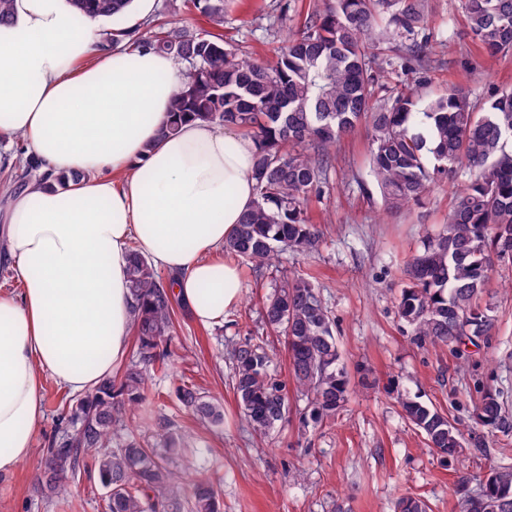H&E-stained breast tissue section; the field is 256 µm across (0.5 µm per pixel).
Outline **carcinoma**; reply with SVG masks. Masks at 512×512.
<instances>
[{
	"label": "carcinoma",
	"mask_w": 512,
	"mask_h": 512,
	"mask_svg": "<svg viewBox=\"0 0 512 512\" xmlns=\"http://www.w3.org/2000/svg\"><path fill=\"white\" fill-rule=\"evenodd\" d=\"M101 19L124 12L131 0H72ZM226 0H169L168 15L146 24L136 42L172 55L186 68V82L172 101L169 131L186 118L237 128L258 146L253 176L256 199L224 251L258 265L279 249L312 252L320 229L305 205L321 192L331 150L360 121L370 118L374 137L370 177L388 210L419 201L431 183L460 182L444 229L427 236L407 262L397 312L419 345H448L460 356L488 335L490 308L480 295L495 264L512 262V89L494 93L479 109L460 89L426 99L399 94L371 106L377 51L409 42L413 56H427L418 39L426 22L424 0H327L259 62L224 42ZM472 39L491 56L512 54V0H462ZM199 12L207 28L188 34L173 17ZM127 278L135 301L138 361L120 377L103 379L94 392L70 407L74 437L46 450L47 484L58 487L91 457L105 490L106 512H179L172 497L177 478L148 448L136 442L107 448L112 427L145 400L143 366L167 368L157 352L174 329L176 297L147 258L130 254ZM266 327L284 338L289 376L308 404L303 422L318 426L346 405L349 380L340 365L334 321L307 279L283 273L262 301ZM234 394L251 426L262 433L282 421L286 384L269 370L262 342L235 347ZM181 403L201 420L219 423L220 408L192 385L178 388ZM504 391H483L476 419L507 433L512 416ZM403 415L427 446L445 458L462 447L460 430L437 408L408 396ZM191 512H220L214 489L192 486ZM397 512H429L427 503L403 496ZM462 512H512V466L498 467L466 495Z\"/></svg>",
	"instance_id": "obj_1"
}]
</instances>
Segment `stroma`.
Segmentation results:
<instances>
[{
	"mask_svg": "<svg viewBox=\"0 0 512 512\" xmlns=\"http://www.w3.org/2000/svg\"><path fill=\"white\" fill-rule=\"evenodd\" d=\"M322 0H228L224 39L240 53L269 60L303 15ZM424 30L430 58L423 66L405 51L391 54L374 97L403 92L426 98L456 86L477 105L512 87V55L488 56L472 40L460 0H427ZM369 122L337 143L319 194L307 216L322 235L312 253L280 251L273 265L239 261L242 299L223 323L198 325L175 308L168 372L149 371L145 402L112 430V448L135 439L156 449L165 466L211 483L221 512H395L411 494L431 512H461L466 491L492 468L512 465V434L479 425L475 406L485 389L512 391V264L491 274L482 301L493 328L468 356L445 345H419L396 312L402 271L426 234L448 221L452 187L440 180L420 202L385 209L373 185L368 157ZM309 279L336 324L341 361L351 380L349 402L318 427H304L307 399L288 392V413L269 434L253 431L233 391L232 349L261 335L262 301L279 269ZM194 386L224 409V421L197 419L177 397ZM446 413L463 434V451L446 459L428 448L422 433L402 418L397 394ZM68 392L45 379V419L33 455L16 473L0 476V512H104L96 472L77 468L60 489L45 484L44 450L69 432L63 400ZM169 427L171 447L157 431Z\"/></svg>",
	"mask_w": 512,
	"mask_h": 512,
	"instance_id": "stroma-1",
	"label": "stroma"
}]
</instances>
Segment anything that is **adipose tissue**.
Returning a JSON list of instances; mask_svg holds the SVG:
<instances>
[{
	"label": "adipose tissue",
	"mask_w": 512,
	"mask_h": 512,
	"mask_svg": "<svg viewBox=\"0 0 512 512\" xmlns=\"http://www.w3.org/2000/svg\"><path fill=\"white\" fill-rule=\"evenodd\" d=\"M154 9L133 0L123 35L97 48L99 24L69 0H13L0 25V134L43 172L79 173L12 195L5 249L19 294H0V475L34 451L43 378L84 392L128 351L131 252L175 277L197 323L223 322L241 272L215 259L256 198L252 138L200 120L167 133L183 65L128 35Z\"/></svg>",
	"instance_id": "ef3b65f1"
}]
</instances>
